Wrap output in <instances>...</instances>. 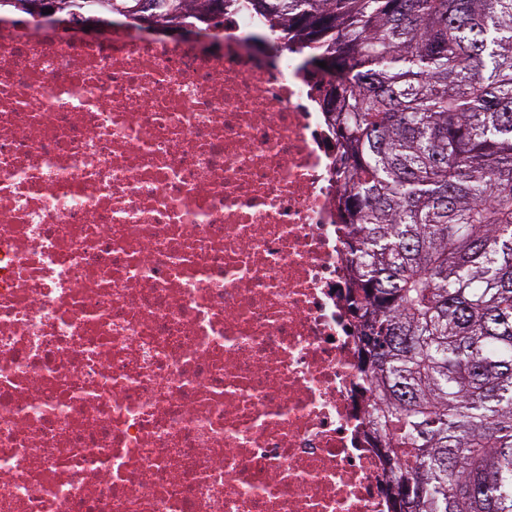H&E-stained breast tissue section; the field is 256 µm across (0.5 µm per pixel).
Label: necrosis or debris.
Returning <instances> with one entry per match:
<instances>
[{
	"label": "necrosis or debris",
	"mask_w": 512,
	"mask_h": 512,
	"mask_svg": "<svg viewBox=\"0 0 512 512\" xmlns=\"http://www.w3.org/2000/svg\"><path fill=\"white\" fill-rule=\"evenodd\" d=\"M176 23L0 6V512H387L329 76Z\"/></svg>",
	"instance_id": "necrosis-or-debris-1"
}]
</instances>
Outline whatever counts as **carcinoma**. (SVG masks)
I'll return each mask as SVG.
<instances>
[{
    "mask_svg": "<svg viewBox=\"0 0 512 512\" xmlns=\"http://www.w3.org/2000/svg\"><path fill=\"white\" fill-rule=\"evenodd\" d=\"M160 26L220 0H25ZM342 144L349 292L389 512H512V0H253Z\"/></svg>",
    "mask_w": 512,
    "mask_h": 512,
    "instance_id": "1",
    "label": "carcinoma"
}]
</instances>
